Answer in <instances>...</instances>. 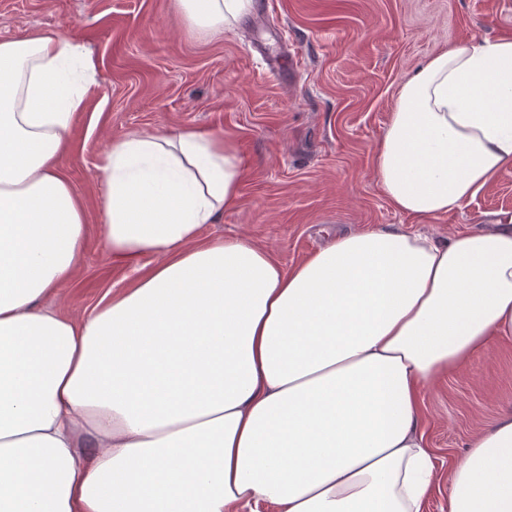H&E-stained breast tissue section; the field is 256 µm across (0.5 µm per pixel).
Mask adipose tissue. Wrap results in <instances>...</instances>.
<instances>
[{"label":"adipose tissue","mask_w":512,"mask_h":512,"mask_svg":"<svg viewBox=\"0 0 512 512\" xmlns=\"http://www.w3.org/2000/svg\"><path fill=\"white\" fill-rule=\"evenodd\" d=\"M250 0H177L199 31ZM90 52L0 41V512H512V415L440 472L423 388L512 340V219L441 238L336 237L292 268L202 240L243 177L223 136L134 131L97 166L112 256L157 263L77 318L86 209L56 161ZM512 165V38L464 42L402 84L374 170L427 224Z\"/></svg>","instance_id":"adipose-tissue-1"}]
</instances>
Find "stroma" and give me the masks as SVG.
Returning <instances> with one entry per match:
<instances>
[{"mask_svg": "<svg viewBox=\"0 0 512 512\" xmlns=\"http://www.w3.org/2000/svg\"><path fill=\"white\" fill-rule=\"evenodd\" d=\"M55 30L89 50L94 82L57 158L86 204L78 283L48 303L90 311L131 280L113 258L96 165L129 132L197 128L223 134L243 168L238 201L204 240L245 237L292 267L342 230L412 218L388 203L374 171L401 84L436 53L512 37V0H251L248 13L200 33L175 0H0V40ZM283 55L278 77L264 57ZM512 216V166L461 210L434 219L449 236ZM425 435L439 465L512 414V343H495L422 393Z\"/></svg>", "mask_w": 512, "mask_h": 512, "instance_id": "35a3bbf8", "label": "stroma"}]
</instances>
